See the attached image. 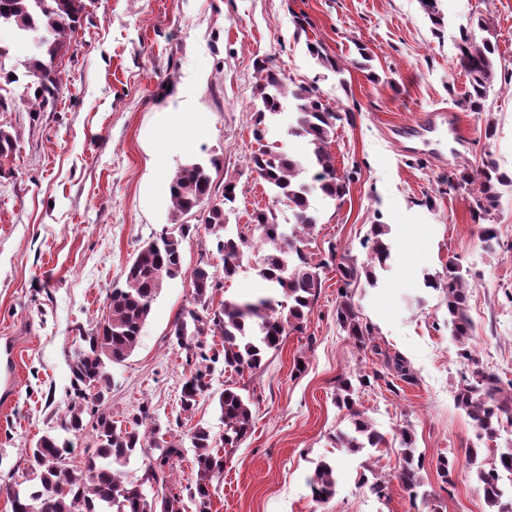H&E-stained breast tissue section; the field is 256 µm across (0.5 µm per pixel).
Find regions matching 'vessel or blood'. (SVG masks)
<instances>
[{"label":"vessel or blood","mask_w":512,"mask_h":512,"mask_svg":"<svg viewBox=\"0 0 512 512\" xmlns=\"http://www.w3.org/2000/svg\"><path fill=\"white\" fill-rule=\"evenodd\" d=\"M394 133L401 147L430 153L439 160L445 152L455 153L470 145L469 137L460 130L457 113L444 108L426 113L415 124L397 127ZM17 348L12 337L0 342V398L4 400L12 397L16 386Z\"/></svg>","instance_id":"b4317fda"}]
</instances>
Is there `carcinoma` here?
I'll list each match as a JSON object with an SVG mask.
<instances>
[{"label": "carcinoma", "mask_w": 512, "mask_h": 512, "mask_svg": "<svg viewBox=\"0 0 512 512\" xmlns=\"http://www.w3.org/2000/svg\"><path fill=\"white\" fill-rule=\"evenodd\" d=\"M87 2L0 0V27L13 28L20 37L32 39L35 46L28 66L34 77L27 86L26 102L30 111L43 112L55 106L62 88L59 61L81 26ZM457 49L456 64L469 82V107L480 113L497 78V44L488 37L478 41L474 33L463 27ZM257 75L255 139L262 138L265 121L282 111L287 100L296 113L295 124L288 134L308 146V154L302 160L270 147L249 158L250 170L266 183L273 198L286 203L291 211V232H286L267 209L252 214L255 239L226 233L238 185L227 180L221 194L213 192L211 170L220 168V160L212 156L205 162H192L177 169L170 181L171 226L138 249L124 270L122 285L112 288L107 297L105 318L82 332L78 345L67 353L70 388L59 428L73 436L88 433L94 447L87 453L84 467L78 468L73 465L75 448L70 439L57 434L41 436L26 449L27 469L35 475L36 484L29 492L10 494L12 512H186V497L195 504L197 512H209L213 483L224 473L222 450L239 447L252 431L254 416L250 397L241 392L236 382H229L218 397L224 434L216 439L211 429L201 424L189 429L187 436L195 452L196 478L186 487V497L173 479L174 464L183 456L182 443L159 439L161 425L152 421L150 409L145 405L123 424L113 420L108 399L112 390V366L123 364L136 349L163 281L183 274L182 241L198 231L197 225L180 222L183 216L202 213L205 230L216 240L226 280L237 275L245 252L253 248V242H258L262 255L255 270L271 287L269 293L240 301L224 300L215 307L212 294L224 284L210 271V263L202 260L190 272L192 307L178 313L171 330L176 344L186 351V364L190 366L182 386L184 411H192L198 398L209 390L207 377L219 358H224V371L240 378L259 371L268 351L279 348L288 333L303 329L321 291L320 270L329 266V260L316 263L305 252L308 236L318 224L310 196L316 189L331 200L346 194L349 178L338 174L328 145L336 135L337 122L350 113L330 106L317 85L296 83L270 58L258 62ZM15 149V137L8 126L0 124V159L9 157ZM448 185L468 190L473 200V219L485 221L500 205L499 187L512 186V179L499 172L494 161L486 157L475 167H462L455 178L448 180ZM387 235V225H371L364 242L369 262L360 265L346 257L337 264L342 301L336 308V321L358 348L376 355L382 354V350L375 342V327L362 318L349 292L363 277L374 280L375 267L386 265L391 255ZM426 283L431 288L445 290L448 323L453 327L455 340L464 346L461 357L472 364L469 375L456 387L457 407L470 419L479 438L493 441L503 423L512 426V383L504 388L497 376L479 367L471 349L465 348L473 340L467 309L471 288L468 274L450 261L443 272L427 277ZM208 335L221 337L222 349L207 350L202 337ZM387 365L402 380H414L403 357L389 358ZM354 392L349 379L339 385L336 406L346 412L351 429L339 433L336 439L341 447L355 452L378 449L385 444L384 436L373 427L365 412L355 408ZM398 436L401 465L396 478L414 501L421 487L419 472L423 461L416 455L411 426L400 427ZM146 448H155L159 454L144 460L139 478L124 480L122 467ZM481 453V448L473 446L465 449L464 455L466 464L475 471L486 512H512V498L505 499L503 486L494 480L497 473L512 475V446L497 454L491 463L485 462ZM456 464L453 458H438L436 470L442 483L453 485ZM308 484L314 501L326 503L333 498L337 478L332 461L320 460Z\"/></svg>", "instance_id": "1"}]
</instances>
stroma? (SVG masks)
<instances>
[{
    "mask_svg": "<svg viewBox=\"0 0 512 512\" xmlns=\"http://www.w3.org/2000/svg\"><path fill=\"white\" fill-rule=\"evenodd\" d=\"M441 8L438 33L420 0H92L62 59L64 89L53 110L38 114L24 99L33 49L0 30V45L9 49L0 62L17 76L0 86V96L13 102L0 121L17 136L16 152L0 164V337L17 341L19 369L10 403L0 406V512H11L7 489L30 484L25 448L58 431L70 387L66 352L80 329L105 316L107 295L138 248L170 222L161 184L189 158L214 155L222 161L215 187L238 184L231 224L247 230L258 208L274 209L288 223L287 205L247 168L262 143L297 158L306 152L287 134V110L269 122L263 142L254 139V63L267 57L351 113L329 145L338 172L350 177L349 191L338 201L312 194L319 222L307 250L317 261L334 248L363 263L371 225H389V266L376 284L354 288L353 301L376 326L382 350L405 357L415 380L355 394L385 437L380 451L356 455L337 446L335 434L345 426L338 384L382 370L383 362L359 351L338 325L340 275L335 266L323 269L304 330L289 333L245 381L253 432L229 453L210 512H484L467 466L447 490L436 472L438 457L463 456L475 431L454 401L468 367L451 338L444 293L425 287L424 276L450 260L470 270L473 354L486 371L512 381V187L490 218L498 244L489 251L470 195L448 186L458 168L487 152L512 173V83L503 80L512 72V0H441ZM299 17L305 27H297ZM478 19L497 42L500 75L482 113L469 108L468 79L453 64L460 28ZM314 41L344 63L343 75L318 64L307 49ZM439 108L459 113L471 146L443 162L399 151L391 126ZM173 109L206 117L187 130L188 146L160 126ZM489 117L496 126L490 140ZM182 254L183 276L164 281L138 346L112 368L109 409L118 421L146 405L173 435L200 423L219 436L224 365L215 364L208 394L184 412L189 368L170 330L192 303L187 272L205 259L218 273L222 261L202 229L184 240ZM406 424L425 462L428 496L414 502L394 479L401 461L396 430ZM323 457L335 461L338 483L335 497L321 504L308 479ZM374 472L390 478L385 497L365 483Z\"/></svg>",
    "mask_w": 512,
    "mask_h": 512,
    "instance_id": "1",
    "label": "stroma"
}]
</instances>
